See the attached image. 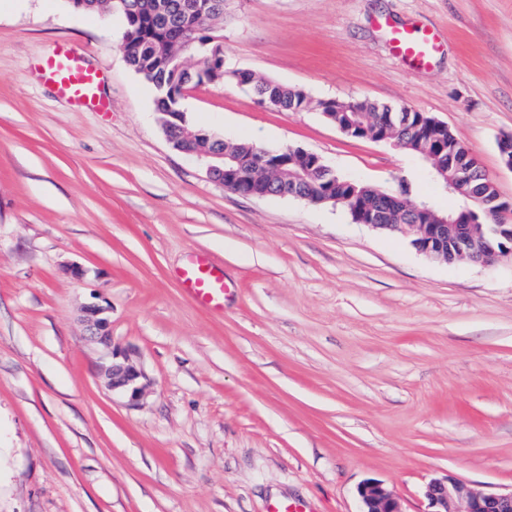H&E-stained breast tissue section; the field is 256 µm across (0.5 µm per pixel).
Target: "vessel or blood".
<instances>
[{
	"instance_id": "b4317fda",
	"label": "vessel or blood",
	"mask_w": 512,
	"mask_h": 512,
	"mask_svg": "<svg viewBox=\"0 0 512 512\" xmlns=\"http://www.w3.org/2000/svg\"><path fill=\"white\" fill-rule=\"evenodd\" d=\"M391 47L396 56L412 66L427 67L439 49V38L428 29H397L392 33ZM40 69L43 76L77 106L100 112L107 110V101L98 93V72L85 66L67 45H58ZM176 279L183 292L200 306L223 307L227 284L210 260L199 257L189 261L177 271Z\"/></svg>"
}]
</instances>
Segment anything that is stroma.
<instances>
[{"label":"stroma","mask_w":512,"mask_h":512,"mask_svg":"<svg viewBox=\"0 0 512 512\" xmlns=\"http://www.w3.org/2000/svg\"><path fill=\"white\" fill-rule=\"evenodd\" d=\"M441 49L415 69L394 28ZM118 16L66 0L0 8V512H360L381 481L402 512L427 482L512 489V259L440 263L339 206L250 197L169 144L126 64ZM227 69L307 90L302 112L232 78L189 90L195 125L456 208L416 154L324 120L327 99L443 122L512 204V0H226ZM67 43L108 111L76 110L37 64ZM224 272V307L191 300L192 255ZM147 376L135 404L99 374L81 309ZM108 308L98 304L89 303L82 310V322L87 336L99 343L110 345Z\"/></svg>","instance_id":"35a3bbf8"}]
</instances>
